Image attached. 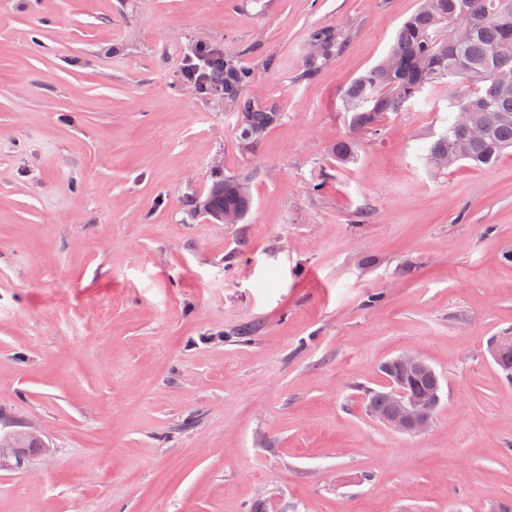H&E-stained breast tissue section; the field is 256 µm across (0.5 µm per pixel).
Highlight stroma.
Returning <instances> with one entry per match:
<instances>
[{
	"mask_svg": "<svg viewBox=\"0 0 512 512\" xmlns=\"http://www.w3.org/2000/svg\"><path fill=\"white\" fill-rule=\"evenodd\" d=\"M419 0H0V512H512V152L425 162L440 84L355 158L342 88ZM318 27L347 38L304 75ZM204 44L281 121L194 94ZM246 175L244 223L193 206ZM441 379L430 431L364 410L383 362ZM213 51L210 47L199 46L197 53L188 54L182 64V76L194 81L192 83L199 94L232 96L235 104L227 105L237 117L238 139L242 145L254 148L264 135L281 119V112L274 107L264 105L258 96L247 95L246 88L251 84V73L231 55L222 54L216 50L212 61L216 81L214 86L205 91L211 81V71L207 60ZM200 85V86H199Z\"/></svg>",
	"mask_w": 512,
	"mask_h": 512,
	"instance_id": "35a3bbf8",
	"label": "stroma"
}]
</instances>
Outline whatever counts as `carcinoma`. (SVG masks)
Masks as SVG:
<instances>
[{"label":"carcinoma","mask_w":512,"mask_h":512,"mask_svg":"<svg viewBox=\"0 0 512 512\" xmlns=\"http://www.w3.org/2000/svg\"><path fill=\"white\" fill-rule=\"evenodd\" d=\"M500 0H420L419 7L398 29L386 55L341 92L342 109L349 116L346 135L331 147L336 161L349 162L358 135H376L389 114L401 112L426 89L443 82L459 84L453 100L462 103L482 127L474 140L457 126L458 110L450 109L448 129L428 147L425 160L445 172L464 161L474 168L493 165L512 148V87L499 81L512 77V20L499 21ZM303 66L312 73L325 66L344 44L340 30L315 28L306 39ZM216 81L198 93L232 96L229 109L237 117L240 143L253 148L281 119L282 113L245 93L251 73L227 54L214 53ZM249 184L241 178H220L210 187L202 208L216 223L225 215L244 221L251 207Z\"/></svg>","instance_id":"obj_1"}]
</instances>
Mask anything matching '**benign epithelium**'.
Wrapping results in <instances>:
<instances>
[{"instance_id":"7a95c632","label":"benign epithelium","mask_w":512,"mask_h":512,"mask_svg":"<svg viewBox=\"0 0 512 512\" xmlns=\"http://www.w3.org/2000/svg\"><path fill=\"white\" fill-rule=\"evenodd\" d=\"M380 370L398 377L399 387L389 393L394 401V408L388 413H382L368 399L365 401L366 413L394 432L412 435L426 433L432 426L430 410L438 407L440 392L434 390L414 393L406 389L404 383L405 378L414 373H433L435 369L418 353L405 351L383 363Z\"/></svg>"}]
</instances>
